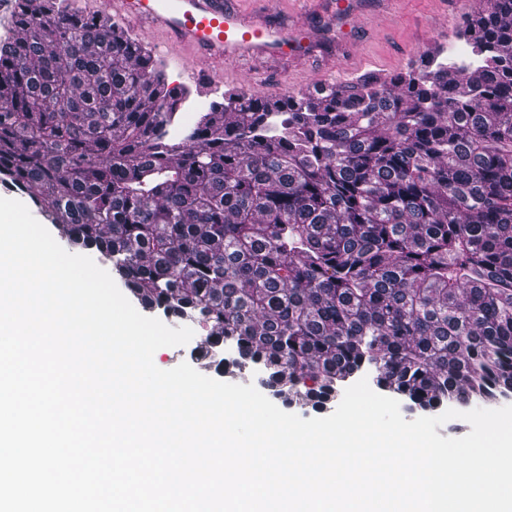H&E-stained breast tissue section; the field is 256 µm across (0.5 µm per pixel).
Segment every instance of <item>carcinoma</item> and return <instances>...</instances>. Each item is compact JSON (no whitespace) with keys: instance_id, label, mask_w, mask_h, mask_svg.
I'll return each mask as SVG.
<instances>
[{"instance_id":"carcinoma-1","label":"carcinoma","mask_w":512,"mask_h":512,"mask_svg":"<svg viewBox=\"0 0 512 512\" xmlns=\"http://www.w3.org/2000/svg\"><path fill=\"white\" fill-rule=\"evenodd\" d=\"M31 2L0 38V184L207 325L200 357L315 411L364 372L423 411L512 395V0L388 83L227 88L178 132L199 91L112 19Z\"/></svg>"}]
</instances>
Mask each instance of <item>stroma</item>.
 Here are the masks:
<instances>
[{
	"mask_svg": "<svg viewBox=\"0 0 512 512\" xmlns=\"http://www.w3.org/2000/svg\"><path fill=\"white\" fill-rule=\"evenodd\" d=\"M364 12L359 19L360 43L346 61L337 62L332 81L344 84L365 73L396 74L417 57L414 39L422 33L448 42L443 20L446 16L462 19L471 7L484 0H363ZM320 67L311 62L298 71L294 80L276 74L274 62L267 59L245 60L235 71L240 79L252 80L263 96L287 97L301 94L305 84Z\"/></svg>",
	"mask_w": 512,
	"mask_h": 512,
	"instance_id": "1",
	"label": "stroma"
}]
</instances>
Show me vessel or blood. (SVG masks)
Returning <instances> with one entry per match:
<instances>
[{
    "label": "vessel or blood",
    "mask_w": 512,
    "mask_h": 512,
    "mask_svg": "<svg viewBox=\"0 0 512 512\" xmlns=\"http://www.w3.org/2000/svg\"><path fill=\"white\" fill-rule=\"evenodd\" d=\"M245 0H98L100 15L125 29L150 26L160 33L149 46L152 54L177 66L221 65L243 58H267L297 63L322 54L327 63L350 53L359 6L337 0L326 25L314 30L305 23H288L290 0H266L263 8Z\"/></svg>",
    "instance_id": "b4317fda"
}]
</instances>
